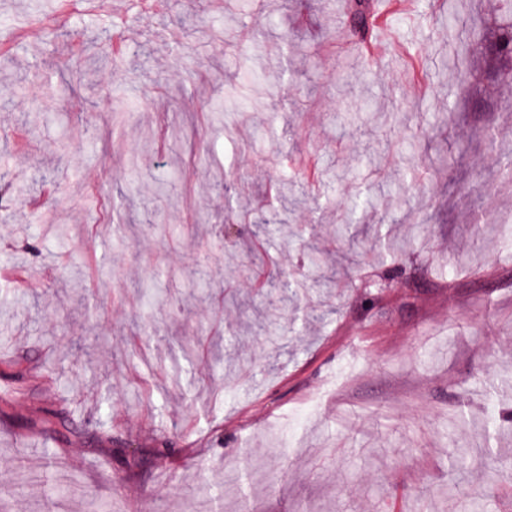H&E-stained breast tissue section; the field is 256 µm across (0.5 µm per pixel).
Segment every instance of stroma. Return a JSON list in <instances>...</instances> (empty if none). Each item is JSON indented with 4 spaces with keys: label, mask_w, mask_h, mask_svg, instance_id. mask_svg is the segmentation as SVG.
<instances>
[{
    "label": "stroma",
    "mask_w": 512,
    "mask_h": 512,
    "mask_svg": "<svg viewBox=\"0 0 512 512\" xmlns=\"http://www.w3.org/2000/svg\"><path fill=\"white\" fill-rule=\"evenodd\" d=\"M342 2L175 0L156 13L120 0L117 61L94 0H71L49 27L30 0H0V187L17 189L0 267L22 274L0 282V390L16 366L57 378L0 405L9 512H193L218 494L223 512H472L448 493L452 460L486 445L512 455V430L487 409L492 398L512 414V244L471 239L512 223V177L498 175L512 157V58L496 52L512 12L432 0L423 17L392 0L363 37ZM452 12L481 45L460 72ZM478 171L491 192L476 205ZM412 180L426 207L408 198ZM359 191L385 202L369 231L391 224L405 253H370L337 287L282 301L299 261L290 233H317L335 262ZM453 258L467 266L451 281ZM185 340L188 386L166 390ZM146 344L157 370L135 358ZM107 395L109 443L138 463L125 481L100 438ZM60 408L65 444L39 427ZM163 441L169 457L153 459ZM73 477L83 493L58 507L52 488Z\"/></svg>",
    "instance_id": "35a3bbf8"
}]
</instances>
